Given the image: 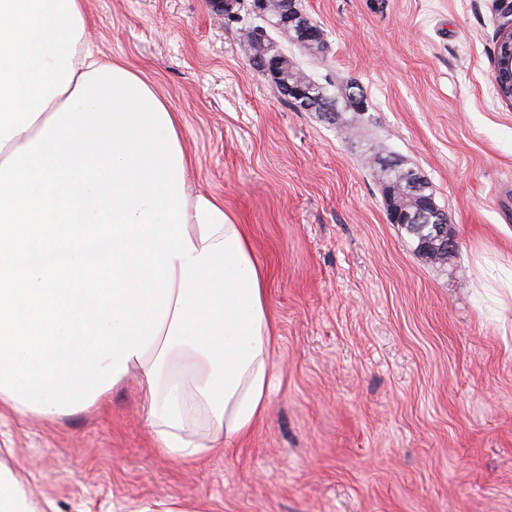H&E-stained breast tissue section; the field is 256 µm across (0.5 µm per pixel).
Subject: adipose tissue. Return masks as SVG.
<instances>
[{
	"mask_svg": "<svg viewBox=\"0 0 512 512\" xmlns=\"http://www.w3.org/2000/svg\"><path fill=\"white\" fill-rule=\"evenodd\" d=\"M85 28L84 0H0V410L48 418L133 380L190 464L267 412L263 270L223 201L188 196L177 112Z\"/></svg>",
	"mask_w": 512,
	"mask_h": 512,
	"instance_id": "ef3b65f1",
	"label": "adipose tissue"
}]
</instances>
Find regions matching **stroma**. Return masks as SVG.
<instances>
[{
	"label": "stroma",
	"instance_id": "35a3bbf8",
	"mask_svg": "<svg viewBox=\"0 0 512 512\" xmlns=\"http://www.w3.org/2000/svg\"><path fill=\"white\" fill-rule=\"evenodd\" d=\"M312 81L358 86L330 122L243 54L261 19L208 0H86L91 43L178 112L190 193L222 199L266 270L264 421L193 465L156 449L131 385L51 420L0 412V461L54 512H512V105L492 81L512 0H298ZM421 170L443 261L387 220L368 164Z\"/></svg>",
	"mask_w": 512,
	"mask_h": 512
}]
</instances>
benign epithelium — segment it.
I'll return each mask as SVG.
<instances>
[{
  "mask_svg": "<svg viewBox=\"0 0 512 512\" xmlns=\"http://www.w3.org/2000/svg\"><path fill=\"white\" fill-rule=\"evenodd\" d=\"M253 8L289 41L311 52L320 50L323 33L297 7L296 0H253ZM245 52L250 61L258 62L255 66L257 72L269 77L283 96L302 103L305 110L317 112L329 121L336 119L339 99L322 90H316L315 83L309 81L303 73L297 72L292 60L276 42H267L266 37L258 30L247 42ZM493 80L500 98L512 102V19L505 21L500 28ZM405 175L412 192L420 195L419 206L413 212L403 211L397 206L387 208L389 223L433 224L436 237L424 239V249L438 245L442 250H448L453 241L448 239L445 232L446 219L439 218V211L431 210L414 171L409 170Z\"/></svg>",
  "mask_w": 512,
  "mask_h": 512,
  "instance_id": "obj_1",
  "label": "benign epithelium"
}]
</instances>
